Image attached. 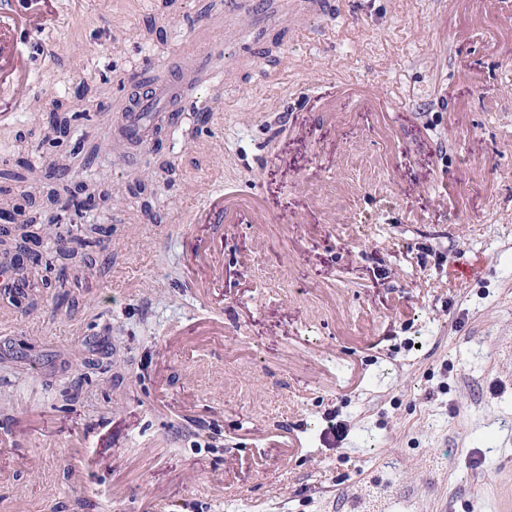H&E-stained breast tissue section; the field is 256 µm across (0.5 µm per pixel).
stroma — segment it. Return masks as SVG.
<instances>
[{
	"instance_id": "35a3bbf8",
	"label": "stroma",
	"mask_w": 512,
	"mask_h": 512,
	"mask_svg": "<svg viewBox=\"0 0 512 512\" xmlns=\"http://www.w3.org/2000/svg\"><path fill=\"white\" fill-rule=\"evenodd\" d=\"M255 2L60 0L67 28L24 35L12 195L78 143L63 183L112 200L71 311L0 335V512H350L391 484L393 512H512V8ZM191 66L177 124L118 149L136 82ZM213 194L231 224L196 223Z\"/></svg>"
}]
</instances>
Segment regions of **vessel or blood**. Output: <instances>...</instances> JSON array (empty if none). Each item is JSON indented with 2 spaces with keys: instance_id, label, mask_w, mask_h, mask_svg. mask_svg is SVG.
I'll use <instances>...</instances> for the list:
<instances>
[{
  "instance_id": "1",
  "label": "vessel or blood",
  "mask_w": 512,
  "mask_h": 512,
  "mask_svg": "<svg viewBox=\"0 0 512 512\" xmlns=\"http://www.w3.org/2000/svg\"><path fill=\"white\" fill-rule=\"evenodd\" d=\"M64 22L54 0H16L13 7L0 12V123L14 119L19 112L20 93L29 80L22 33H41ZM189 88V77L173 80L156 75L149 93L132 99L124 119V134L137 144L149 145L156 125L176 121L173 108Z\"/></svg>"
}]
</instances>
